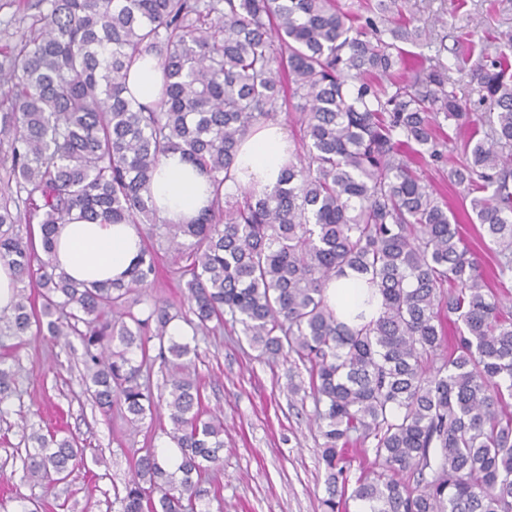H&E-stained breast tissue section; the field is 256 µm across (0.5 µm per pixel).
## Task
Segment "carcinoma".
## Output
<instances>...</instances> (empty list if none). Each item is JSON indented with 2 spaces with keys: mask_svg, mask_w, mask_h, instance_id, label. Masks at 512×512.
Returning a JSON list of instances; mask_svg holds the SVG:
<instances>
[{
  "mask_svg": "<svg viewBox=\"0 0 512 512\" xmlns=\"http://www.w3.org/2000/svg\"><path fill=\"white\" fill-rule=\"evenodd\" d=\"M6 4L26 27L0 49V261L19 285L0 311V406L16 392L3 339L77 337L97 408L133 426L164 408L181 453L173 469L152 448L137 456L114 490L118 512H199L219 493L209 474L224 421L204 412L181 362L193 349L169 325L196 336L229 321L267 362L308 373L325 512L339 506L354 441L380 466L351 492L369 512H512V295L494 287L512 280V34L473 66L489 105L479 114L458 95L445 45L433 56L399 47L421 40L417 0H378L366 15L339 0ZM147 55L164 73L152 105L126 85ZM290 106L300 138L278 183L226 191L241 140ZM463 132L448 180L471 196L465 218L493 254L489 271L417 172L446 164ZM176 152L213 188L189 224L162 222L146 195ZM75 212L157 244L126 280L74 282L53 254ZM163 251L186 262V301L137 312ZM350 276L380 295L377 319L348 325L327 303V283ZM157 363L168 387L156 401ZM28 440L24 482H64L83 461L67 437Z\"/></svg>",
  "mask_w": 512,
  "mask_h": 512,
  "instance_id": "cac0c4a2",
  "label": "carcinoma"
}]
</instances>
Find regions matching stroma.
I'll use <instances>...</instances> for the list:
<instances>
[{
    "label": "stroma",
    "instance_id": "1",
    "mask_svg": "<svg viewBox=\"0 0 512 512\" xmlns=\"http://www.w3.org/2000/svg\"><path fill=\"white\" fill-rule=\"evenodd\" d=\"M425 18H439L428 34L445 44L452 76L472 111H482L471 66L512 33V0H418ZM82 347L30 334L16 350L17 392L0 414V512H16L19 498L39 501L40 512H117L114 487L128 478L135 451L166 453L161 425L143 421L130 428L120 417L103 416L83 393ZM188 370L200 384L207 412L224 418V451L216 479L220 499L210 512H324L322 439L314 424L312 398L293 394L307 386L304 368L265 361L245 337L224 328L197 338ZM75 439L85 466L67 484L45 489L19 480L15 462L25 451L22 425Z\"/></svg>",
    "mask_w": 512,
    "mask_h": 512
}]
</instances>
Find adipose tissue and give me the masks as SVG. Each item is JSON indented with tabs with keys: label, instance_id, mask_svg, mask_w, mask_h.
Masks as SVG:
<instances>
[{
	"label": "adipose tissue",
	"instance_id": "adipose-tissue-1",
	"mask_svg": "<svg viewBox=\"0 0 512 512\" xmlns=\"http://www.w3.org/2000/svg\"><path fill=\"white\" fill-rule=\"evenodd\" d=\"M290 139L279 123L268 122L241 144L236 183L247 189L271 190L288 161ZM158 215L171 224H185L209 207L212 194L208 177L186 163L180 154L163 158L149 185ZM141 239L131 224H90L81 219L60 225L55 263L74 280L88 284L124 276L136 261ZM325 295L339 320L352 324L357 315L378 317L379 299L353 279L328 283Z\"/></svg>",
	"mask_w": 512,
	"mask_h": 512
}]
</instances>
